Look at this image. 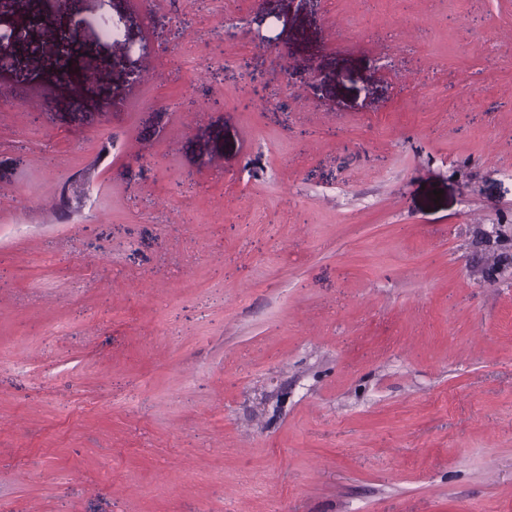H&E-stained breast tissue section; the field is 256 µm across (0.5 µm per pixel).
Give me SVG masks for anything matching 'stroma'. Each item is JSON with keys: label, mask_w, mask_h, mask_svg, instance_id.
I'll return each instance as SVG.
<instances>
[{"label": "stroma", "mask_w": 512, "mask_h": 512, "mask_svg": "<svg viewBox=\"0 0 512 512\" xmlns=\"http://www.w3.org/2000/svg\"><path fill=\"white\" fill-rule=\"evenodd\" d=\"M79 19L0 73V512H512V0Z\"/></svg>", "instance_id": "obj_1"}]
</instances>
